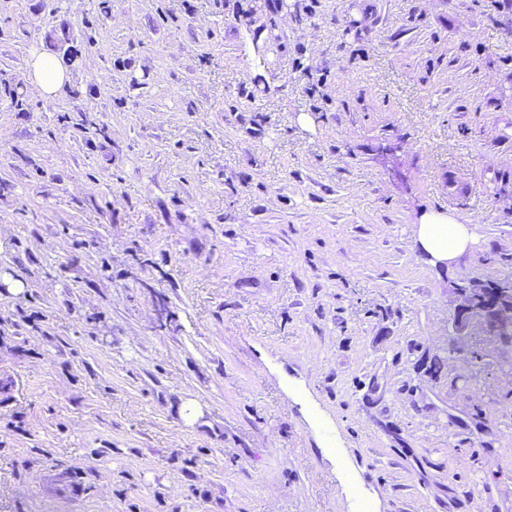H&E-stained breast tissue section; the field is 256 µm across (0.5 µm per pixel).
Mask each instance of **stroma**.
<instances>
[{"mask_svg": "<svg viewBox=\"0 0 512 512\" xmlns=\"http://www.w3.org/2000/svg\"><path fill=\"white\" fill-rule=\"evenodd\" d=\"M35 49L79 60L0 90V512H512V351L449 352L512 278V0H0ZM430 213L477 244L420 261ZM30 82L38 87L44 102L52 103L70 82L68 68L55 57L33 52L28 61ZM466 283L469 288H460V286ZM482 280L471 279L456 283L454 288H451L452 293L455 294L460 303L456 306L453 315V324L457 330L458 339L467 337L472 334L473 331L477 330L483 333L485 336L493 338L501 347L512 349V341L509 343H502L496 336H491L492 328L497 330V333L502 336L512 337V320L508 323L501 321L500 314L497 311L489 310L484 314V318L477 309L479 305L486 304L488 296L486 295L484 300L481 296ZM488 324H486L485 323Z\"/></svg>", "mask_w": 512, "mask_h": 512, "instance_id": "obj_1", "label": "stroma"}]
</instances>
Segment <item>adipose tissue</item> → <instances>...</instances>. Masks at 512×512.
Instances as JSON below:
<instances>
[{"label":"adipose tissue","mask_w":512,"mask_h":512,"mask_svg":"<svg viewBox=\"0 0 512 512\" xmlns=\"http://www.w3.org/2000/svg\"><path fill=\"white\" fill-rule=\"evenodd\" d=\"M28 74L47 103L53 102L70 82L68 68L57 58L39 52L31 54ZM473 242L471 221L462 222L452 215H426L415 231V244L420 253L434 264L452 262Z\"/></svg>","instance_id":"obj_1"}]
</instances>
